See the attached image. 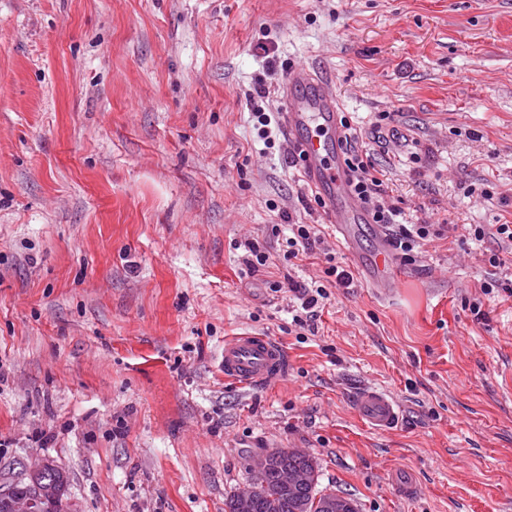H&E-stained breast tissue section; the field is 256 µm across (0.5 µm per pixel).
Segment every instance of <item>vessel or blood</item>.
<instances>
[{
    "label": "vessel or blood",
    "mask_w": 512,
    "mask_h": 512,
    "mask_svg": "<svg viewBox=\"0 0 512 512\" xmlns=\"http://www.w3.org/2000/svg\"><path fill=\"white\" fill-rule=\"evenodd\" d=\"M282 125L299 156V169L307 187L323 202L324 219L340 238L355 246L370 217L351 192L344 163V132L338 122L339 102L330 80L306 68L291 69L282 87ZM359 265L383 288L391 287L395 270L384 242L358 255ZM225 380L244 385H270L288 372V359L272 338L243 333L225 339L222 360ZM359 415L373 428L388 431L400 419V408L387 394L366 387L355 398Z\"/></svg>",
    "instance_id": "1"
}]
</instances>
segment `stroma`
<instances>
[{
  "label": "stroma",
  "instance_id": "35a3bbf8",
  "mask_svg": "<svg viewBox=\"0 0 512 512\" xmlns=\"http://www.w3.org/2000/svg\"><path fill=\"white\" fill-rule=\"evenodd\" d=\"M262 43L331 79L409 223L446 224L393 287L281 124L258 133L249 90L282 110ZM292 221L323 249L289 258ZM504 222L512 0H0V473L52 461L72 512H224L257 455L297 449L357 512H512V243L460 230ZM288 274L328 292L303 330ZM242 333L284 347V379L225 380ZM366 386L397 428L359 418ZM355 404L359 415L375 429L388 431L398 425V404L393 398L373 387L361 389L356 395Z\"/></svg>",
  "mask_w": 512,
  "mask_h": 512
}]
</instances>
